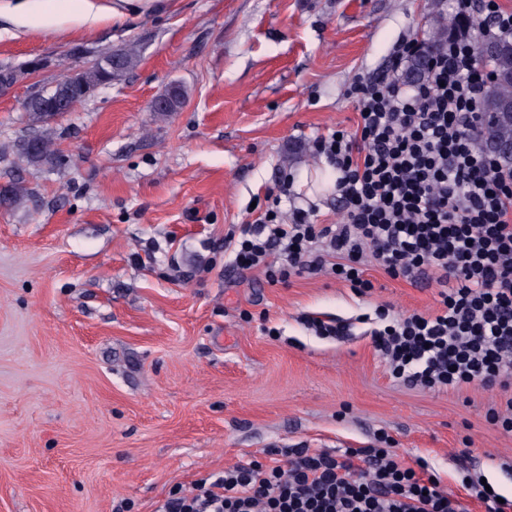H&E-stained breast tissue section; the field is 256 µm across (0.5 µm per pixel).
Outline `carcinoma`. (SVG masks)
Returning <instances> with one entry per match:
<instances>
[{
	"label": "carcinoma",
	"instance_id": "cac0c4a2",
	"mask_svg": "<svg viewBox=\"0 0 512 512\" xmlns=\"http://www.w3.org/2000/svg\"><path fill=\"white\" fill-rule=\"evenodd\" d=\"M459 22V17L455 15L436 23L429 42L420 50V54L410 61L402 74L403 80L414 82L427 76L428 67L422 62V58L431 56L440 46L447 43L448 37ZM478 55L482 62L491 66L495 75L492 88L486 92L481 102L484 143L503 162L509 164L512 162V41L492 37L483 40L478 45ZM137 62L138 54L132 47L105 55L80 73L75 82L67 84L61 81L54 89L29 99L25 110L32 120L46 124L49 122L48 112L61 104L56 95L81 103L94 93L102 82L103 75L118 80L136 66ZM166 96L169 99L168 106L157 109L162 116L178 110L184 98V91L174 86L168 90ZM17 152L28 164L34 166L52 165L59 161L58 148L48 128L21 141L17 146Z\"/></svg>",
	"mask_w": 512,
	"mask_h": 512
}]
</instances>
